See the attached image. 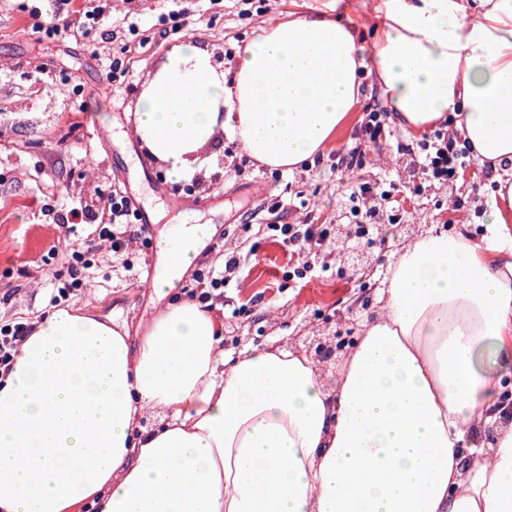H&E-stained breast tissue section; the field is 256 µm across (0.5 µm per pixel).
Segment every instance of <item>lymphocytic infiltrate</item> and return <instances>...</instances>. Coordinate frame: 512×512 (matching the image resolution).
I'll list each match as a JSON object with an SVG mask.
<instances>
[{"label":"lymphocytic infiltrate","mask_w":512,"mask_h":512,"mask_svg":"<svg viewBox=\"0 0 512 512\" xmlns=\"http://www.w3.org/2000/svg\"><path fill=\"white\" fill-rule=\"evenodd\" d=\"M66 6V13L48 14L41 6L31 10L36 23L33 30L40 38L58 40L74 32L88 33L98 29L103 19L102 6L71 9V0H59ZM387 112L371 109L365 122L354 133L348 144L336 155L335 168L341 172H356L366 166L367 152L371 145L377 144L385 132ZM412 172L414 178L404 185H383L382 182H362L350 186L348 198L351 202L349 214L355 223V231L339 236L333 224H273L269 230L276 239L295 257L293 277L303 279L313 272L315 260L326 251L333 240H341L348 248L372 247L380 242V230L383 223H399L401 203L396 197L397 191L417 194L423 191L425 184H453L474 161L470 143L459 135L437 130L426 136L412 152ZM110 203L104 210L103 224L99 235L107 239L113 253L126 251L132 240L148 243L147 230L140 225L138 212L125 192L112 189Z\"/></svg>","instance_id":"f902f5d3"}]
</instances>
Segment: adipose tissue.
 <instances>
[{
    "label": "adipose tissue",
    "mask_w": 512,
    "mask_h": 512,
    "mask_svg": "<svg viewBox=\"0 0 512 512\" xmlns=\"http://www.w3.org/2000/svg\"><path fill=\"white\" fill-rule=\"evenodd\" d=\"M371 9L367 49L321 10L261 23L224 69L184 38L134 137L174 179L225 132L290 170L348 123L365 69L393 125L452 121L492 164L486 238L434 226L404 245L326 377L301 347L225 358L223 321L172 297L198 253L178 226L138 342L82 306L34 321L0 377V512H512V0Z\"/></svg>",
    "instance_id": "1"
}]
</instances>
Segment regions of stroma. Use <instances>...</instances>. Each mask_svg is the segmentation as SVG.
Masks as SVG:
<instances>
[{"label":"stroma","instance_id":"stroma-1","mask_svg":"<svg viewBox=\"0 0 512 512\" xmlns=\"http://www.w3.org/2000/svg\"><path fill=\"white\" fill-rule=\"evenodd\" d=\"M29 0H0V319L36 320L50 311L49 293L55 273L65 270L66 249L85 245L97 236L93 223L64 224L60 215L82 207L101 213L112 187L131 194L152 224L148 245H134L124 269L109 249L97 250L85 272L86 286L72 297L75 306L88 305L97 316L128 329L138 340L158 303L146 286L149 269L159 268L173 224L200 227L201 246L192 265L183 272L178 292L188 296L195 278L224 265L227 244L256 242L254 255L241 266L229 287L213 292L212 310L224 322V353L237 355L247 347L272 343L323 347L335 358L352 344L359 323L373 316L376 295L393 268L401 248L432 225L447 220L467 225L472 238L482 239L497 188L485 168L473 163L452 186H436L403 204V219L381 245L366 249V259L352 267L349 258L328 255L326 263L303 280L289 279V255L269 234L265 224L309 222L337 224L345 211L342 181L329 165L366 118L368 107L384 100L371 75H364V92L348 125L305 173L296 188L308 200L307 209H284L271 215L280 190L275 169L248 161L232 172L230 158L205 149L202 170L189 179L167 177L166 168L135 140L139 92L153 77L179 36L161 40L146 31L131 37L114 22L131 14L143 19L163 12L166 0H111L102 28L75 33L60 41L38 39L26 10ZM372 0H267V17L308 13L327 4L339 22L359 31L362 46L377 35ZM197 23L194 39L208 47L215 60L244 46L262 17H240L239 0H185ZM127 54L132 92L118 94L104 78L112 59ZM80 87L73 96L69 87ZM398 127H391L381 147L370 149L363 180H409L403 154L412 144ZM463 200L450 212L453 200Z\"/></svg>","mask_w":512,"mask_h":512}]
</instances>
